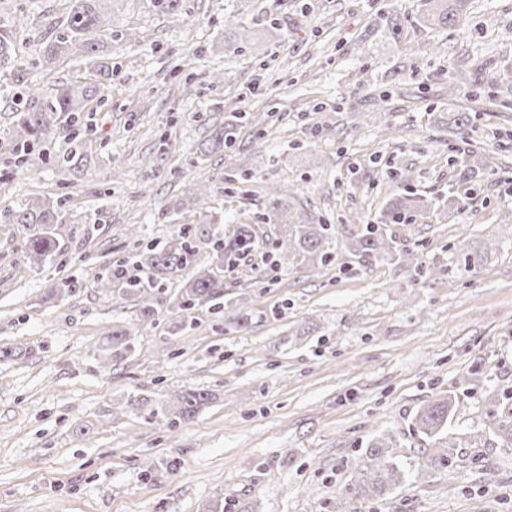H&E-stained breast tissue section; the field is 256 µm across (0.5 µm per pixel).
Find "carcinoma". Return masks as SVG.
<instances>
[{"label":"carcinoma","instance_id":"obj_1","mask_svg":"<svg viewBox=\"0 0 512 512\" xmlns=\"http://www.w3.org/2000/svg\"><path fill=\"white\" fill-rule=\"evenodd\" d=\"M114 0H66L63 19L54 23L55 34L51 36L34 60L35 66L51 73L56 65L66 61L79 62L91 73L87 81L58 83L52 94L42 95L36 87L24 85L26 67L20 65L13 71L12 80L24 91L25 102L16 112L17 125L26 137L12 145L10 155L21 171H29L44 163L47 137L65 134L72 140L70 152L64 162L79 170L84 156L81 155L82 139L73 122L88 111L94 102L105 101L106 81L112 76V63L99 56L100 43L112 38L113 17L104 12L103 2ZM467 0H422L421 12L416 15L413 27L432 29L436 27L463 29L467 25L464 5ZM388 32L397 39H404L408 27L393 12L386 16ZM26 25V16L13 17L11 26L0 28V64L11 63L16 56L17 30ZM245 118L244 113H236L233 120L212 131L201 143L202 155L222 152L234 143V130ZM293 186H281L270 192L265 203V212L275 224L288 226L287 239H276V248L281 262L299 256L308 264H325L344 248L354 261L369 265L388 257L411 264L414 255L397 253L392 238L388 237L379 224H356L352 228H341L342 239L335 238L329 224H310L294 220L289 208ZM210 200L207 188L191 185L183 192L177 210H202ZM441 203L434 197L415 194H395L389 197L380 209V224H402L417 219L418 214L440 208ZM58 216L54 207L46 200L38 198L23 209H0L1 224H19L24 232V251L27 264L19 268L21 272L32 271L58 252L60 249L57 231ZM257 246V229L247 221L235 224L232 234L212 232L209 227L195 230L184 228L161 247L154 246L140 251L132 268L122 265L110 272L108 279L100 280L98 287L111 289L117 297L129 299L140 306L141 314L151 319L159 314L156 304L166 293L165 285L173 280L180 281L166 314L176 316L177 327L183 326L179 320L189 310L199 309L224 298V265L232 266L241 257L249 254ZM209 250V260L200 259V250ZM133 350V337L124 331L112 332L107 351L112 358L121 359ZM512 397L507 394H494L487 399L486 417L488 429L493 432L501 448H512ZM212 397L201 389H189L176 394L173 402L151 410L153 415H162L167 429H172L182 421L193 418L209 403ZM458 396L448 392L424 405L414 417L416 429L428 437H436L445 429L454 415ZM392 441L381 435L370 440L364 451V477L358 484L350 483L346 488L349 495L380 497L403 483L409 472L391 454ZM454 447L447 445L430 452L428 462L440 467L454 463Z\"/></svg>","mask_w":512,"mask_h":512}]
</instances>
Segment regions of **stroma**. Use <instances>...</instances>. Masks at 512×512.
Segmentation results:
<instances>
[{"label":"stroma","mask_w":512,"mask_h":512,"mask_svg":"<svg viewBox=\"0 0 512 512\" xmlns=\"http://www.w3.org/2000/svg\"><path fill=\"white\" fill-rule=\"evenodd\" d=\"M419 4L184 0L166 15L122 0L110 93L89 114L81 174H21L0 150V203L45 197L62 221L60 254L22 279L21 236L0 224V512H512V449L485 419L486 397L512 391V42L500 37L512 0H468L461 31L363 41L384 7L411 20ZM63 7L0 9V24L28 16L19 58L37 53L44 16ZM476 58L490 67L472 72ZM234 112L246 115L235 145L200 156ZM452 112L470 114L465 132L447 126ZM471 156L486 171L462 209L387 225L414 264L364 267L342 253L268 268L282 235L263 221L272 185L293 183L295 215L374 224L403 190L447 194ZM191 183L208 187L224 226L237 215L258 226L256 249L224 271V300L251 314L248 331L205 307L177 330L97 286L141 245L199 223L174 212ZM472 251L484 260L468 270ZM65 278L78 289L50 295ZM116 328L135 350L112 362ZM189 388L214 399L171 432L129 402ZM451 390L443 440L457 462L434 468V441L412 419ZM379 435L411 479L381 499L345 498Z\"/></svg>","instance_id":"obj_1"}]
</instances>
